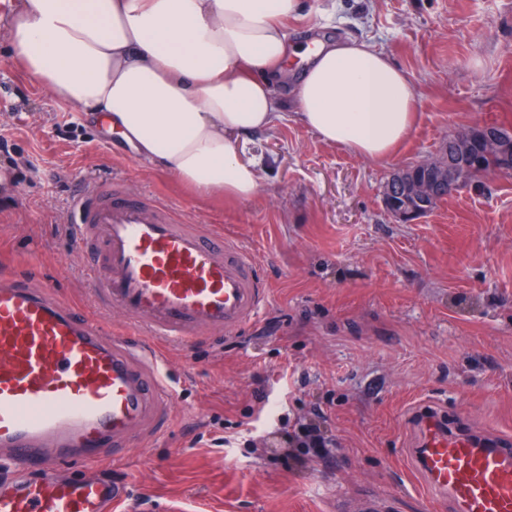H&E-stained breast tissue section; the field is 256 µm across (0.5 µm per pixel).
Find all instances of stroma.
<instances>
[{"label": "stroma", "mask_w": 512, "mask_h": 512, "mask_svg": "<svg viewBox=\"0 0 512 512\" xmlns=\"http://www.w3.org/2000/svg\"><path fill=\"white\" fill-rule=\"evenodd\" d=\"M21 3L0 0V135L13 157L0 165V269L36 266L90 308L63 225L86 179L112 175L222 229L271 290L236 335L159 344L178 383L170 430L97 468L126 490L119 512H337L368 490L386 512H448L424 497L411 445L428 409L512 435V174L483 176L415 224L395 221L382 190L459 130L512 126V0H301L289 42L328 35L387 53L415 85L418 121L375 162L286 116L240 140L241 158L263 169L258 195L238 203L191 196L30 83L9 53ZM315 407L337 446L289 470L283 426ZM224 435L233 447L211 445Z\"/></svg>", "instance_id": "35a3bbf8"}]
</instances>
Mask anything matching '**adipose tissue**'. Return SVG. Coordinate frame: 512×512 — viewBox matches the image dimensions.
Returning <instances> with one entry per match:
<instances>
[{
	"mask_svg": "<svg viewBox=\"0 0 512 512\" xmlns=\"http://www.w3.org/2000/svg\"><path fill=\"white\" fill-rule=\"evenodd\" d=\"M298 0H24L10 22L25 76L105 117L140 157L197 196L248 201L258 162L239 138L293 112L323 142L382 160L416 116L410 76L359 41H288ZM292 56L310 65L282 94Z\"/></svg>",
	"mask_w": 512,
	"mask_h": 512,
	"instance_id": "ef3b65f1",
	"label": "adipose tissue"
}]
</instances>
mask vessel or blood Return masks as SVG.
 <instances>
[{
    "instance_id": "vessel-or-blood-1",
    "label": "vessel or blood",
    "mask_w": 512,
    "mask_h": 512,
    "mask_svg": "<svg viewBox=\"0 0 512 512\" xmlns=\"http://www.w3.org/2000/svg\"><path fill=\"white\" fill-rule=\"evenodd\" d=\"M69 221L96 315L52 286L0 272V512H112L125 497L94 475L133 440L162 434L176 397L165 360L143 336L177 342L237 334L266 309L256 260L211 224H188L166 202L94 179ZM121 311L127 334L100 316ZM413 461L449 512H512V438L444 430L425 413Z\"/></svg>"
}]
</instances>
